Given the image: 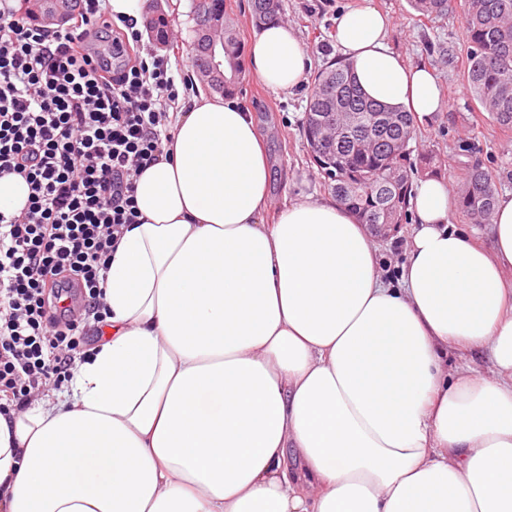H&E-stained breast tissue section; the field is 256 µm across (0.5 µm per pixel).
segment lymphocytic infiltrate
I'll list each match as a JSON object with an SVG mask.
<instances>
[{"label": "lymphocytic infiltrate", "mask_w": 512, "mask_h": 512, "mask_svg": "<svg viewBox=\"0 0 512 512\" xmlns=\"http://www.w3.org/2000/svg\"><path fill=\"white\" fill-rule=\"evenodd\" d=\"M49 28L0 0V177L28 186L0 208V409H28L89 358L112 250L137 223L135 178L172 139L180 87L107 0H75ZM144 49L125 63L129 46Z\"/></svg>", "instance_id": "lymphocytic-infiltrate-1"}]
</instances>
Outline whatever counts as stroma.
<instances>
[{
    "mask_svg": "<svg viewBox=\"0 0 512 512\" xmlns=\"http://www.w3.org/2000/svg\"><path fill=\"white\" fill-rule=\"evenodd\" d=\"M349 2L281 0L280 19L298 33L313 69L337 59L334 19ZM359 2L390 14L394 19L388 35L391 48L405 63L430 68L440 83L443 108L432 120L418 123L416 139L419 152L434 156V174L454 189L467 167L477 164L493 175L498 194L512 193V131L499 129L480 110L462 77L468 44L459 5L431 19L420 16L408 0ZM144 13L163 16L167 27L178 31L179 40L164 45L163 50L178 57L183 74H191L192 0H183L178 12L172 10L171 0H146ZM236 88L234 99L252 112L272 164L271 211L310 195L331 197L328 180L315 165L302 133L309 87L290 93L275 91L246 67Z\"/></svg>",
    "mask_w": 512,
    "mask_h": 512,
    "instance_id": "obj_1",
    "label": "stroma"
}]
</instances>
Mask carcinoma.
I'll return each mask as SVG.
<instances>
[{"label":"carcinoma","mask_w":512,"mask_h":512,"mask_svg":"<svg viewBox=\"0 0 512 512\" xmlns=\"http://www.w3.org/2000/svg\"><path fill=\"white\" fill-rule=\"evenodd\" d=\"M258 26L279 20L280 0H251ZM425 16L446 13L448 0H408ZM468 63L463 77L479 106L512 129V0H464ZM233 28L224 26V55L240 58ZM416 120L410 113L366 98L349 65L314 76L302 123L313 158L331 189L363 224H403L413 191L411 161ZM457 209L473 224L491 222L496 189L479 165L466 169Z\"/></svg>","instance_id":"cac0c4a2"}]
</instances>
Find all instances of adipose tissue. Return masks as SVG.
I'll return each mask as SVG.
<instances>
[{
	"instance_id": "obj_1",
	"label": "adipose tissue",
	"mask_w": 512,
	"mask_h": 512,
	"mask_svg": "<svg viewBox=\"0 0 512 512\" xmlns=\"http://www.w3.org/2000/svg\"><path fill=\"white\" fill-rule=\"evenodd\" d=\"M335 23L366 96L440 111L388 16ZM249 58L271 89L307 81L288 24ZM163 151L102 284L106 341L69 390L0 412V512H512V194L484 247L454 228L447 183L420 180L393 280L339 200L261 223L272 171L236 101L193 98Z\"/></svg>"
}]
</instances>
